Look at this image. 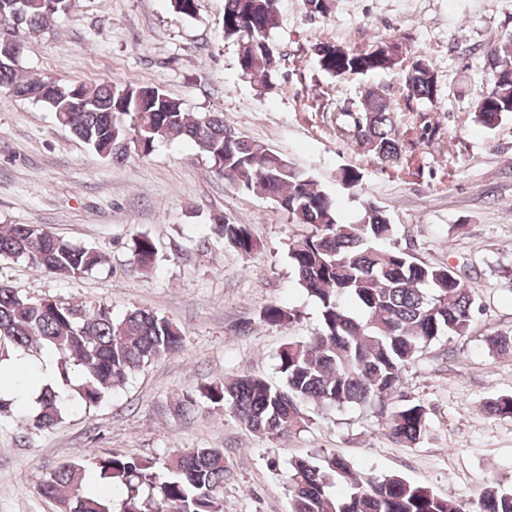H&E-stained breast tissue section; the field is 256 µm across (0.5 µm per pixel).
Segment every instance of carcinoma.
Here are the masks:
<instances>
[{
    "label": "carcinoma",
    "instance_id": "carcinoma-1",
    "mask_svg": "<svg viewBox=\"0 0 512 512\" xmlns=\"http://www.w3.org/2000/svg\"><path fill=\"white\" fill-rule=\"evenodd\" d=\"M68 0H0V93L41 103L72 135L98 155L116 162L147 156L160 139L191 142L213 171L245 190L270 196L306 233L288 251L298 286L320 307L311 336L290 340L277 353L282 384L259 376L218 380L197 394L177 398L183 418L198 401L232 414L247 430L267 438L306 425L305 408L353 406L385 417L390 436L412 445L427 433L426 408L402 397L403 375L427 345L442 336H464L479 308L460 274L448 265L419 262L394 240L386 213L364 205L352 224L339 221L336 200L312 176L281 154L262 149L224 124L217 112H187L180 101L156 86L118 81L94 87L22 74L24 43L19 32L39 33L66 11ZM277 25L274 0H224L221 31L238 46L240 70L266 80L278 58L271 41ZM320 69L333 77L366 75L399 66L398 47L376 40L363 49L333 43L315 48ZM492 87L476 101V118L487 128L512 117V35L487 53ZM407 97L432 100L437 93L430 62L414 59L406 69ZM362 110L340 112L336 120L372 160L396 164L403 142L396 133L392 101L378 91L361 92ZM224 245L245 255L258 248L251 226L226 221L214 225ZM0 257L21 259L46 273L81 277L105 262L98 252L73 244L39 224L0 226ZM157 248L151 237L133 240L131 263L148 270ZM298 320L294 309L264 306L259 323L285 328ZM0 338L23 350L45 349L71 397L44 387L38 411L26 428H57L73 399L87 408L104 402L148 364L182 352L186 333L153 311L85 307L63 300L33 298L0 286ZM493 356L512 353V330L484 336ZM491 417L512 418V394L485 405ZM233 470L222 448H192L158 462L114 449L79 455L40 482L41 496L55 512H224V485ZM348 485L344 495L334 486ZM120 486L119 505L108 490ZM290 512H463L462 505L398 475L358 478L336 454L307 455L291 462L286 486ZM477 512H512V490L491 486Z\"/></svg>",
    "mask_w": 512,
    "mask_h": 512
}]
</instances>
